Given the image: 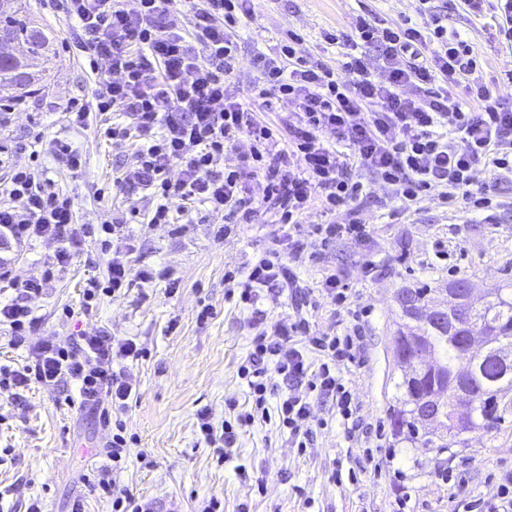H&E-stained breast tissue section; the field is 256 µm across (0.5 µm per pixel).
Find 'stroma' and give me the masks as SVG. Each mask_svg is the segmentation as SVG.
<instances>
[{
    "label": "stroma",
    "instance_id": "stroma-1",
    "mask_svg": "<svg viewBox=\"0 0 512 512\" xmlns=\"http://www.w3.org/2000/svg\"><path fill=\"white\" fill-rule=\"evenodd\" d=\"M414 9V0H253L254 19L240 42L238 77L231 88H245L256 75L254 54L275 52L289 34L298 37L297 54L333 66L338 54L327 46L325 33H350L359 14L376 13L398 23ZM26 10L51 30L52 61L17 100L0 137L11 144L15 164H27L38 154L55 190L72 197L77 223L94 224L129 205V198L114 195L112 179L129 162L133 147L101 137L98 113H91L84 127L69 123L67 103L92 100L107 71L89 69L60 0H27ZM448 27L470 38L485 61L484 77L512 70V47L499 43L491 17L476 19L458 9L449 13ZM54 139L82 151L81 173L71 174L52 157L48 144ZM477 180L493 185V209L479 217L464 204L445 203L435 190L403 215L385 189L373 187L358 207L371 229L369 240L339 239L304 260L301 273L308 287L320 289L330 274L347 287V306L325 301L310 312L317 330L341 333L351 327L352 313L362 317L361 349L341 372L365 434L348 438L331 402L318 400L313 434L303 451L289 446L275 422H259L239 434L223 462L206 447L198 428L199 410H209L218 426L227 402L248 406L237 376L249 348L248 313L227 299L224 272L273 248L270 225L251 224L218 239L202 209L179 233L168 224L126 225L121 234L133 246L126 295L89 307L84 288L88 279L104 277L106 257L91 267L78 256L57 271L47 294L32 302L39 333L66 336L104 326L148 352L131 366L139 394L127 427L136 440L118 484L152 512H199L213 496L223 499L224 512H396L402 499L409 512H469L471 501L492 498L499 475L512 471V393L499 410L500 421L470 433L467 447L441 455L397 442L389 417L403 375L392 351V338L405 321L398 292L426 286L442 300L449 282L465 278L479 301L493 289L512 286V176L496 181L482 171ZM54 249L48 241L12 244L0 249V258L22 278ZM143 269L173 272L179 290L166 294L163 279L143 282ZM205 305L212 314L202 320L198 313ZM68 309L73 317H65ZM75 396L69 385H34L18 405L0 391V512H26L35 498L44 512H70L79 496L86 512H112L111 499L93 495L82 480L105 464L99 451L109 432L98 418L73 407Z\"/></svg>",
    "mask_w": 512,
    "mask_h": 512
}]
</instances>
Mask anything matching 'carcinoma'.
<instances>
[{
	"instance_id": "1",
	"label": "carcinoma",
	"mask_w": 512,
	"mask_h": 512,
	"mask_svg": "<svg viewBox=\"0 0 512 512\" xmlns=\"http://www.w3.org/2000/svg\"><path fill=\"white\" fill-rule=\"evenodd\" d=\"M21 0H0V42L22 43L27 53L20 56L0 53V100L18 99V91L39 80V74L30 71L31 60L41 59L50 51V38L42 28L20 18ZM450 317L464 326L462 330L430 326L419 330L405 326L397 331L394 340L402 341L397 351L412 359L421 351L436 358L440 366L425 368L420 382H414L411 373L403 375L397 387L403 390L399 406L390 414V425L398 441L413 448H452L466 443V435L485 423L498 419V398L512 391V360L504 364L497 354L512 353V290L496 288L489 299L473 315L463 307L450 309ZM475 332L488 337L489 348L483 359L466 356L459 336ZM465 388L466 418L430 428L416 413L414 389L423 396L442 393L452 397Z\"/></svg>"
}]
</instances>
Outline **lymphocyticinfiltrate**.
<instances>
[{
    "label": "lymphocytic infiltrate",
    "mask_w": 512,
    "mask_h": 512,
    "mask_svg": "<svg viewBox=\"0 0 512 512\" xmlns=\"http://www.w3.org/2000/svg\"><path fill=\"white\" fill-rule=\"evenodd\" d=\"M415 17L393 24L357 15L350 36L326 34L338 49L339 68L298 57L292 45L273 55L257 53V76L246 97L227 88L237 70L234 35L252 20L251 0H195L188 10L177 0H62L75 22L79 44L91 65L107 63L94 106L74 100L65 110L84 126L90 112L113 114L103 135L135 140L132 164L113 180L122 192H140L143 206L96 224L75 221L73 201L52 190L42 166L12 165L0 184V241L55 243L51 263L20 279L0 270L12 294L0 301V325L10 342L27 350L19 368L0 365V389L22 402L34 384L78 388L81 409L97 413L110 427L108 464L85 477L91 492L111 497L112 512H151L147 503L121 487L116 476L128 464L125 416L137 394L130 362L144 353L133 339L114 341L99 329L74 336L47 334L32 340L37 319L31 306L43 295L57 267H65L86 242L111 249L107 282L89 279L87 299H120L129 286V245L110 243L117 227L172 224L205 208L229 236L243 224L267 219L301 224L311 206L324 213L351 207L367 187L380 184L408 210L430 189L444 199H462L476 210L492 200L477 185L480 169L512 174V107L503 106L498 85L483 82L481 60L470 41L443 23L431 0H418ZM377 51L368 64L365 48ZM464 87L474 106L464 109L453 90ZM287 106L279 129L258 120L256 111ZM236 164H225L228 154ZM365 180L347 178L348 169ZM264 184L262 198L253 180ZM365 224L315 225L312 240L279 235V248L261 253L244 267L225 272L231 292L250 314L251 348L238 368L248 388L249 409L214 426L209 411L197 414L205 443L227 458L240 431L277 420L289 444L305 448L314 425V399L334 401L348 421V437L362 423L352 407L340 367L353 360L356 338L313 332L305 308L316 307L299 281L295 262L310 244L324 247L339 238L364 242ZM291 300L288 319L267 323L262 297ZM319 354L313 365L311 354Z\"/></svg>",
    "instance_id": "1"
}]
</instances>
